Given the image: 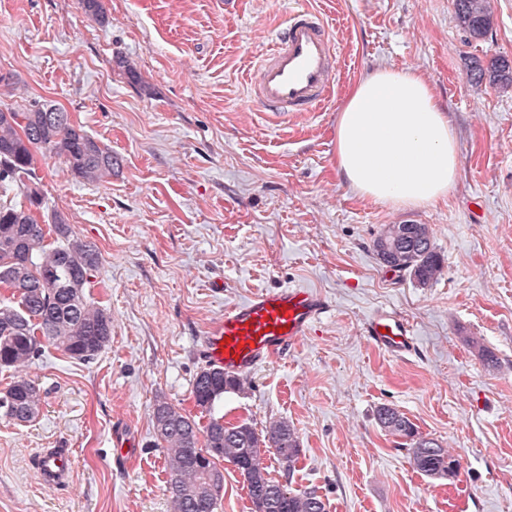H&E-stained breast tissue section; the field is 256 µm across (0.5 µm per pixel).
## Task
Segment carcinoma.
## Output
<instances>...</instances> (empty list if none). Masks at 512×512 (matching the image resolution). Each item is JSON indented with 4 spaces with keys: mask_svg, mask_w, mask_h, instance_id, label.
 Masks as SVG:
<instances>
[{
    "mask_svg": "<svg viewBox=\"0 0 512 512\" xmlns=\"http://www.w3.org/2000/svg\"><path fill=\"white\" fill-rule=\"evenodd\" d=\"M80 4L87 15L105 22L102 0H80ZM454 7L473 40L483 38L493 25L492 0H454ZM468 76L499 90L512 88V61L473 57ZM38 150L62 159L80 182H104L112 178L117 165L112 149L63 109L0 108V290L11 295L8 301L0 300V368L17 372L0 395V417L17 423L39 415L40 389L23 371L44 346L89 362L112 339L111 315L86 293L94 287L99 251L73 234L61 213L44 211L33 171ZM374 249L384 265L411 272L422 285L442 275L443 263L427 224H384ZM244 384V378L221 369L206 367L196 374L191 395L200 413L208 415L203 426L165 398L156 399L154 447L166 452L172 512H215L224 489L223 462L243 476L255 507L262 504L266 512H327L316 490H292L268 477L265 454L274 455L287 477L301 454L299 436L288 420H271L258 432L249 422L226 425L224 416L215 415L224 394L239 392ZM376 419L386 433L409 441L417 470L434 478L457 474L458 460L437 439L420 434L399 409L382 405Z\"/></svg>",
    "mask_w": 512,
    "mask_h": 512,
    "instance_id": "cac0c4a2",
    "label": "carcinoma"
}]
</instances>
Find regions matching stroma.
Returning a JSON list of instances; mask_svg holds the SVG:
<instances>
[{"label": "stroma", "instance_id": "stroma-1", "mask_svg": "<svg viewBox=\"0 0 512 512\" xmlns=\"http://www.w3.org/2000/svg\"><path fill=\"white\" fill-rule=\"evenodd\" d=\"M296 2L103 0L101 24L79 0H0V108L61 106L120 160L91 184L34 158L47 209L100 252L91 296L112 340L89 362L49 347L31 365L42 408L0 418V512H171L156 398L198 415L200 336L252 291L288 286L320 293L327 314L215 408L294 425L296 469L271 458V477L317 489L328 512H512V90L466 75L470 56L512 59V0H493L478 41L454 0H306L338 39L343 81L314 115L271 123L248 88ZM380 67L419 71L448 111L459 177L443 202L376 204L336 172L345 94ZM385 224L430 225L438 281L379 261ZM381 309L412 325L411 355L370 345ZM384 404L448 448L458 475L418 471L378 425ZM45 448L70 449L68 485L42 483Z\"/></svg>", "mask_w": 512, "mask_h": 512}]
</instances>
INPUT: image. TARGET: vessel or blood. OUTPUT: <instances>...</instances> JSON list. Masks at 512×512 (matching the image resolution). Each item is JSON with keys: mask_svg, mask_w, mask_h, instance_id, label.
I'll return each mask as SVG.
<instances>
[{"mask_svg": "<svg viewBox=\"0 0 512 512\" xmlns=\"http://www.w3.org/2000/svg\"><path fill=\"white\" fill-rule=\"evenodd\" d=\"M339 75V48L324 15L302 4L289 12L276 45L258 60L249 96L268 116L283 119L324 106L335 94ZM327 311L325 298L306 287L253 292L226 307L207 328L201 357L227 374L248 375L273 352L298 345ZM366 334L372 346L394 357L416 347L412 326L391 312L372 315ZM38 469L45 484L57 486L69 480L73 462L67 449L48 448L38 456Z\"/></svg>", "mask_w": 512, "mask_h": 512, "instance_id": "1", "label": "vessel or blood"}]
</instances>
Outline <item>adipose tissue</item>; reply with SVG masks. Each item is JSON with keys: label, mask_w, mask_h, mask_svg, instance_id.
<instances>
[{"label": "adipose tissue", "mask_w": 512, "mask_h": 512, "mask_svg": "<svg viewBox=\"0 0 512 512\" xmlns=\"http://www.w3.org/2000/svg\"><path fill=\"white\" fill-rule=\"evenodd\" d=\"M335 165L359 197L420 208L444 200L456 182L458 143L447 111L420 74L381 68L346 93Z\"/></svg>", "instance_id": "1"}]
</instances>
